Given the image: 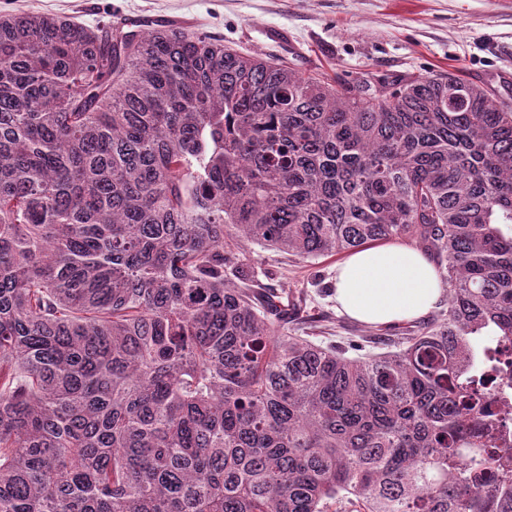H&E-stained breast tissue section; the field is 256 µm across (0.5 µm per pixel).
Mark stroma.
Wrapping results in <instances>:
<instances>
[{
  "label": "stroma",
  "mask_w": 512,
  "mask_h": 512,
  "mask_svg": "<svg viewBox=\"0 0 512 512\" xmlns=\"http://www.w3.org/2000/svg\"><path fill=\"white\" fill-rule=\"evenodd\" d=\"M5 12L55 14L88 26L115 12L341 78L362 70L424 76L459 70L496 93H512V0H0ZM236 247L266 287L302 299L311 321L300 335L366 352L395 345L394 329L337 311L333 276L340 256L302 261L257 243Z\"/></svg>",
  "instance_id": "1"
}]
</instances>
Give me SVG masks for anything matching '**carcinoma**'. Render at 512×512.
Returning a JSON list of instances; mask_svg holds the SVG:
<instances>
[{
    "label": "carcinoma",
    "mask_w": 512,
    "mask_h": 512,
    "mask_svg": "<svg viewBox=\"0 0 512 512\" xmlns=\"http://www.w3.org/2000/svg\"><path fill=\"white\" fill-rule=\"evenodd\" d=\"M419 247L396 349L285 330L226 238ZM512 106L180 28L0 15V512H512ZM495 348L497 358V370L489 372L485 379V387L492 386L497 399L501 403L502 410L510 413L512 409V344H498L495 341L488 343Z\"/></svg>",
    "instance_id": "obj_1"
}]
</instances>
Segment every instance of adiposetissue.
<instances>
[{
    "instance_id": "adipose-tissue-1",
    "label": "adipose tissue",
    "mask_w": 512,
    "mask_h": 512,
    "mask_svg": "<svg viewBox=\"0 0 512 512\" xmlns=\"http://www.w3.org/2000/svg\"><path fill=\"white\" fill-rule=\"evenodd\" d=\"M445 294L434 264L408 244L365 247L336 268L338 310L368 325L421 318L438 307Z\"/></svg>"
}]
</instances>
